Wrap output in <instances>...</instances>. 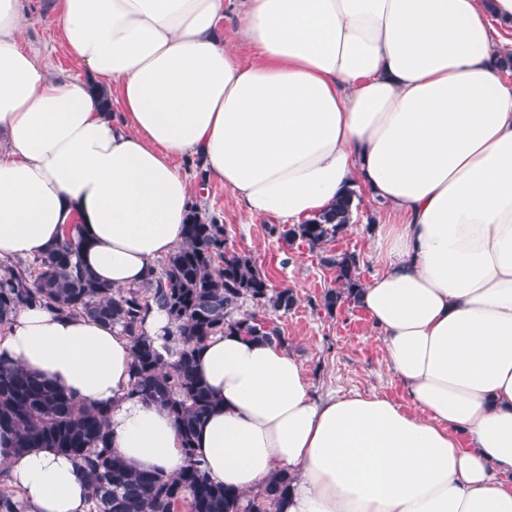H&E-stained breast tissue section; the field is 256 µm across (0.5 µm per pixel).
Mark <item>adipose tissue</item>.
<instances>
[{
	"instance_id": "obj_1",
	"label": "adipose tissue",
	"mask_w": 512,
	"mask_h": 512,
	"mask_svg": "<svg viewBox=\"0 0 512 512\" xmlns=\"http://www.w3.org/2000/svg\"><path fill=\"white\" fill-rule=\"evenodd\" d=\"M29 2L0 0V261L76 224L82 264L135 286L182 243L196 168L253 222L379 199L396 221L375 228L358 303L410 407L317 399L283 347L219 334L195 357L217 403L196 455L245 493L288 470L282 512H512V86L493 39L512 0H52L81 80L25 48ZM133 359L84 316L34 306L0 325V362L103 411L131 467L176 473L178 426L129 396ZM0 473L25 512L90 510L67 455L15 452L5 432Z\"/></svg>"
}]
</instances>
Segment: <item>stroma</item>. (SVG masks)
<instances>
[{
	"instance_id": "35a3bbf8",
	"label": "stroma",
	"mask_w": 512,
	"mask_h": 512,
	"mask_svg": "<svg viewBox=\"0 0 512 512\" xmlns=\"http://www.w3.org/2000/svg\"><path fill=\"white\" fill-rule=\"evenodd\" d=\"M47 7V0H40L27 23L25 41L40 49L50 72L81 77V69L61 47L54 29L42 21ZM204 209L206 216L224 225L229 246L250 254L275 286L294 289L295 307L285 314L266 312L265 318L279 329L286 350L300 361L317 394H378L407 405L404 387L387 369L382 340L367 313L353 301L331 312L319 305L323 292L334 285L335 271L326 264V257L353 253L359 259L361 279L374 273L375 251L369 228L391 221L385 206L362 199L348 232L314 249L301 241L285 243L276 220L247 223L237 197L222 183H208Z\"/></svg>"
}]
</instances>
